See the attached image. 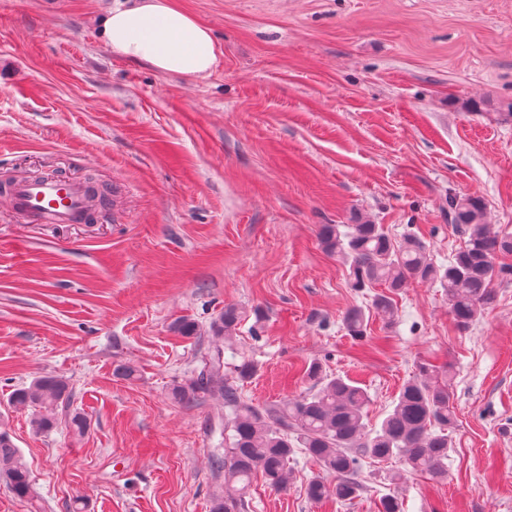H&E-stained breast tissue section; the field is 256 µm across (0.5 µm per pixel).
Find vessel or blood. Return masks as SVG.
I'll use <instances>...</instances> for the list:
<instances>
[{
    "instance_id": "obj_1",
    "label": "vessel or blood",
    "mask_w": 512,
    "mask_h": 512,
    "mask_svg": "<svg viewBox=\"0 0 512 512\" xmlns=\"http://www.w3.org/2000/svg\"><path fill=\"white\" fill-rule=\"evenodd\" d=\"M6 200L12 210L36 224H79L92 206L89 186L65 177L17 179Z\"/></svg>"
}]
</instances>
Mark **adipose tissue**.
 I'll return each mask as SVG.
<instances>
[{"mask_svg":"<svg viewBox=\"0 0 512 512\" xmlns=\"http://www.w3.org/2000/svg\"><path fill=\"white\" fill-rule=\"evenodd\" d=\"M106 47L175 77H203L217 61L209 29L169 0H124L100 18Z\"/></svg>","mask_w":512,"mask_h":512,"instance_id":"adipose-tissue-1","label":"adipose tissue"}]
</instances>
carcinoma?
<instances>
[{"mask_svg":"<svg viewBox=\"0 0 512 512\" xmlns=\"http://www.w3.org/2000/svg\"><path fill=\"white\" fill-rule=\"evenodd\" d=\"M453 223L463 226L467 240L448 264L438 265L423 240L410 231L396 239L383 225L360 218L347 225L323 224L318 239L322 249L349 264L351 287L384 291L372 296L371 309L385 322L394 320L392 295L411 281L438 282L445 288L448 311L456 325L466 330L494 302V281L512 274V266L500 261L512 254V236L492 230L486 221V206L475 195L454 196L448 201ZM242 311L226 306L209 325L214 348L205 357L190 382L171 388L179 402L219 397L224 415L217 423L224 428V453L213 455L214 470L224 472V487L214 491L211 512H237L256 472L280 491L288 485V464L297 454L315 461L320 471L305 487L314 503L334 499L349 503L359 496L358 474L363 462L398 463L389 481L402 483L409 473L428 474L440 482L448 476L445 460L456 426L449 376L422 364L419 372L400 388L379 426L368 421L371 397L357 382L340 375L322 373L317 363L305 375L314 380L313 392L288 401L255 405L246 400L240 385L257 373V365L244 360L235 366L236 380L224 378V343L232 341ZM368 318L353 307L344 316L348 334L364 337ZM69 397V383L58 376H38L10 395L15 408L32 409L31 427L47 432L56 424V410ZM0 482L15 495L30 491V474L10 433L0 429Z\"/></svg>","mask_w":512,"mask_h":512,"instance_id":"cac0c4a2","label":"carcinoma"}]
</instances>
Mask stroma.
Returning <instances> with one entry per match:
<instances>
[{
  "instance_id": "stroma-1",
  "label": "stroma",
  "mask_w": 512,
  "mask_h": 512,
  "mask_svg": "<svg viewBox=\"0 0 512 512\" xmlns=\"http://www.w3.org/2000/svg\"><path fill=\"white\" fill-rule=\"evenodd\" d=\"M117 2L0 0V175L110 189L84 224H27L0 202V428L31 481L24 497L0 483V512H209L224 405L170 389L228 305L245 316L224 361L257 363L252 403L303 395L317 361L367 389L377 423L429 362L450 366L457 415L444 481L395 490L367 463L358 498L314 504L299 456L287 490L254 478L245 512H378L394 490L403 512H512V275L468 330L439 284L414 281L392 324L370 317L354 339L343 316L374 291L318 241L360 216L444 264L464 194L512 235V0H171L215 39L202 79L112 54L98 19ZM42 375L70 398L37 433L9 396Z\"/></svg>"
}]
</instances>
